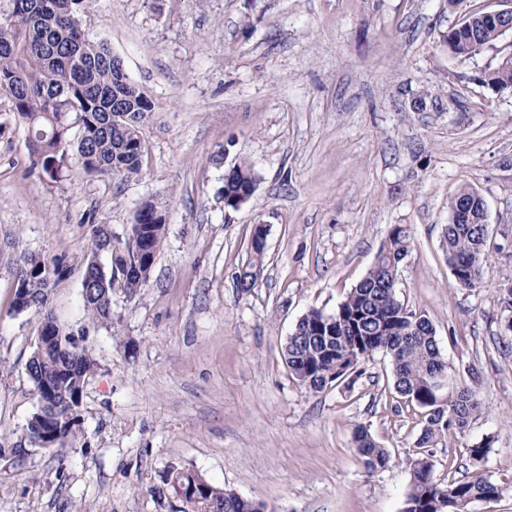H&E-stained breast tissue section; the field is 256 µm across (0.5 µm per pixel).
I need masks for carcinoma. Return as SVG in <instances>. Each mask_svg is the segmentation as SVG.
Returning <instances> with one entry per match:
<instances>
[{
    "label": "carcinoma",
    "instance_id": "1",
    "mask_svg": "<svg viewBox=\"0 0 512 512\" xmlns=\"http://www.w3.org/2000/svg\"><path fill=\"white\" fill-rule=\"evenodd\" d=\"M0 17V94L9 98L16 121L27 132L32 168L57 181L67 171L73 152L91 177L110 174L121 179L140 175L145 153L143 131L153 114L147 94L131 82L115 55L103 43L85 38L79 16L85 0H10ZM501 37L495 26L475 28L468 18L448 28L442 42L456 57H469L477 46L493 47ZM483 85L512 88V60L503 55L483 71ZM74 116L68 122V116ZM76 135H71L73 127ZM258 176L242 160L224 174V207L255 194ZM455 200L473 210L470 224H448V266H468L477 249L486 250V227L480 224L482 198L470 187ZM92 250L79 261L80 285L87 325L112 327V295L120 290L136 295L148 286L166 234L162 209L150 201L122 233L108 224H92ZM266 236L254 232L252 259L237 275V287H254L248 270L264 262ZM409 247L403 225L390 229L388 239L364 278L347 293L336 310L312 309L296 324L282 350L292 377L318 392L359 375V366L382 352L391 361L396 393L423 411V425L410 461L411 479L404 512H469L478 502L499 496V487L483 476L442 483L423 449L438 443L450 429H463L484 408L473 386L448 391L442 399L432 377L448 372L432 323L398 299L399 263ZM16 312L33 311L45 327V339L35 345L26 363L37 396L25 439L39 448L64 445L74 437L83 392L99 363L80 347L74 333L60 328L49 306V288L60 274L59 263L31 251H15L8 260ZM353 441L369 472L390 463L363 426ZM170 489L183 504L181 512H276L263 501L244 498L215 486L190 471L174 470Z\"/></svg>",
    "mask_w": 512,
    "mask_h": 512
}]
</instances>
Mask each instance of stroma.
I'll list each match as a JSON object with an SVG mask.
<instances>
[{
  "mask_svg": "<svg viewBox=\"0 0 512 512\" xmlns=\"http://www.w3.org/2000/svg\"><path fill=\"white\" fill-rule=\"evenodd\" d=\"M499 0H87L86 38L107 43L152 99L140 176L65 180L32 171L27 134L0 98V245L58 260L49 303L100 369L75 438L37 448L26 362L37 318L12 306L0 262V512H180L172 469L277 512H404L419 409L393 387L387 356L355 384L313 393L282 349L311 309L334 312L398 224L410 231L397 295L433 324L450 385L479 379L484 406L429 453L436 480L489 477L512 512V332L498 288L512 275V89L478 82L512 34L466 58L441 42L463 14ZM259 176L238 210L224 174ZM487 209L482 287H457L444 236L463 186ZM160 206L166 237L148 288L112 299L109 328H85L78 262L88 225L132 224ZM266 257L250 291L235 277L256 225ZM365 426L388 467L367 472L353 447ZM493 446L479 462L469 448Z\"/></svg>",
  "mask_w": 512,
  "mask_h": 512,
  "instance_id": "obj_1",
  "label": "stroma"
}]
</instances>
